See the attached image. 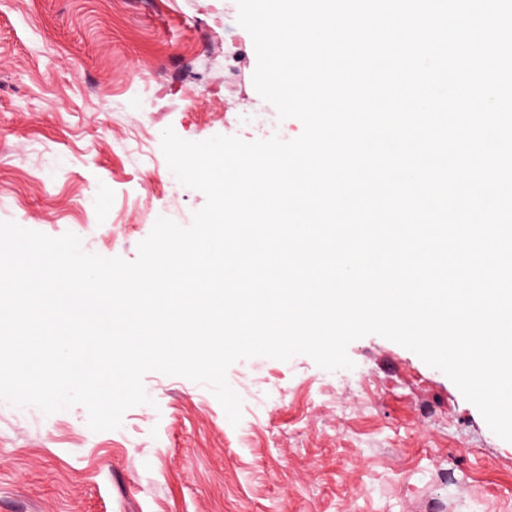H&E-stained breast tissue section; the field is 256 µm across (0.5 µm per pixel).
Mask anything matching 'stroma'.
<instances>
[{
    "label": "stroma",
    "instance_id": "1",
    "mask_svg": "<svg viewBox=\"0 0 512 512\" xmlns=\"http://www.w3.org/2000/svg\"><path fill=\"white\" fill-rule=\"evenodd\" d=\"M235 0H0V220L134 260L164 216L205 203L168 166L161 133L202 141L260 103ZM239 53L224 69V27ZM354 369L308 356L228 370L231 425L211 391L149 372L150 404L94 432L0 400V512H512V442L440 370L378 335Z\"/></svg>",
    "mask_w": 512,
    "mask_h": 512
}]
</instances>
